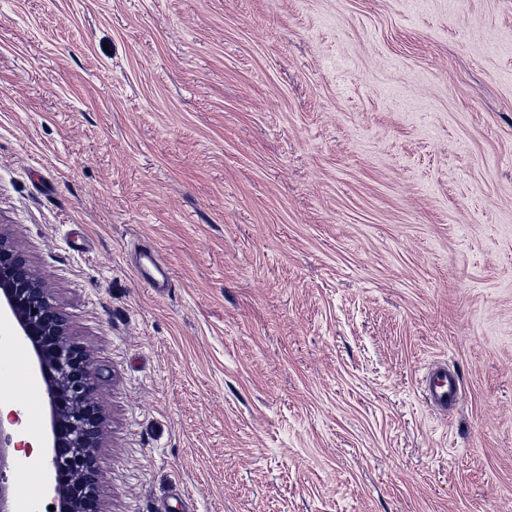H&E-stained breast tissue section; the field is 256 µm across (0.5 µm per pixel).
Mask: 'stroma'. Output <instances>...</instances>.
Wrapping results in <instances>:
<instances>
[{"label":"stroma","instance_id":"35a3bbf8","mask_svg":"<svg viewBox=\"0 0 512 512\" xmlns=\"http://www.w3.org/2000/svg\"><path fill=\"white\" fill-rule=\"evenodd\" d=\"M0 229L106 512H512V0H0ZM134 272L142 284L152 288L156 293L172 288L171 272L161 264L152 246L140 250L134 263ZM460 378L458 373L440 363L429 368L424 379L426 400L435 408L448 411L454 408L460 398Z\"/></svg>","mask_w":512,"mask_h":512}]
</instances>
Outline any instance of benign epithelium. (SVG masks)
<instances>
[{
	"label": "benign epithelium",
	"mask_w": 512,
	"mask_h": 512,
	"mask_svg": "<svg viewBox=\"0 0 512 512\" xmlns=\"http://www.w3.org/2000/svg\"><path fill=\"white\" fill-rule=\"evenodd\" d=\"M2 312L17 322V341L32 350L33 371L45 384L49 406L45 469L53 512H105L97 486L102 413L92 400L101 373L86 350L71 339L66 317L50 290L32 276L24 252L0 232ZM20 447L0 426V512H10L5 459L10 449Z\"/></svg>",
	"instance_id": "7a95c632"
}]
</instances>
